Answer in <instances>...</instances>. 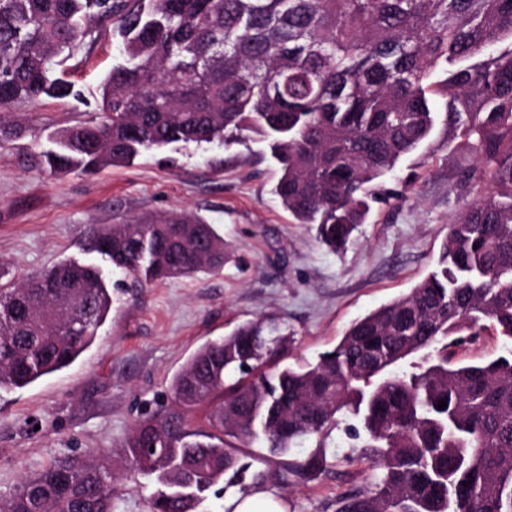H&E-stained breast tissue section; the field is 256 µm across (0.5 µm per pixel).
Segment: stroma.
<instances>
[{"instance_id":"stroma-1","label":"stroma","mask_w":512,"mask_h":512,"mask_svg":"<svg viewBox=\"0 0 512 512\" xmlns=\"http://www.w3.org/2000/svg\"><path fill=\"white\" fill-rule=\"evenodd\" d=\"M118 60L111 25L62 63L81 99L21 107L24 136L0 147V271L20 281L64 259L100 262L87 227L186 211L224 236L216 274L126 288L94 344L68 369L0 392V496L54 457L102 458L118 476L116 512H148L156 489L130 470L121 444L132 426L171 401L174 375L204 343L261 320L288 333L290 363L333 349L358 317L407 294L435 266L448 226L471 200L447 129L385 177L392 197L374 204L345 251L296 223L274 187L265 144L147 152L133 164L55 175L40 153L48 136L97 120L102 79ZM323 451L325 472L283 490L286 512H333L337 495L365 488L374 470L355 462L345 431L302 440L292 454Z\"/></svg>"}]
</instances>
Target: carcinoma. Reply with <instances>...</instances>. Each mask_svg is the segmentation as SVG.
<instances>
[{"label": "carcinoma", "mask_w": 512, "mask_h": 512, "mask_svg": "<svg viewBox=\"0 0 512 512\" xmlns=\"http://www.w3.org/2000/svg\"><path fill=\"white\" fill-rule=\"evenodd\" d=\"M108 20L120 61L100 83V120L52 136L41 157L53 173L253 133L280 166L281 205L332 250L384 199L378 180L439 124L474 162L462 178L477 190L434 269L316 363L279 367L288 338L266 339L260 322L200 347L171 382L172 405L122 444L158 485L150 510L197 512L243 469L229 437L286 457L257 487L313 478L325 456L289 459L292 446L347 417L379 475L338 495L335 512H512V348L454 359L481 336L512 338V0H0V146L21 129L13 105L76 95L51 62ZM88 233L136 282L224 266L223 236L191 214ZM123 285L72 259L0 282V391L72 365ZM0 512H115L114 478L59 457L0 496Z\"/></svg>", "instance_id": "cac0c4a2"}]
</instances>
